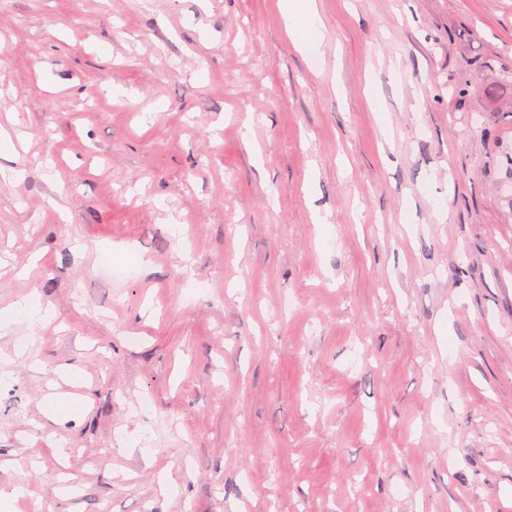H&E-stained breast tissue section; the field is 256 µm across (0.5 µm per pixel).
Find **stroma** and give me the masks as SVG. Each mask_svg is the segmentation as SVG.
I'll return each instance as SVG.
<instances>
[{
    "label": "stroma",
    "instance_id": "35a3bbf8",
    "mask_svg": "<svg viewBox=\"0 0 512 512\" xmlns=\"http://www.w3.org/2000/svg\"><path fill=\"white\" fill-rule=\"evenodd\" d=\"M317 2L0 0V494L512 512V0ZM278 6L296 47L313 66H318L324 34L316 0H279ZM3 326L7 327L16 320H22L29 325H44L49 321L50 312L45 309L37 295L25 296L10 305L4 312Z\"/></svg>",
    "mask_w": 512,
    "mask_h": 512
}]
</instances>
